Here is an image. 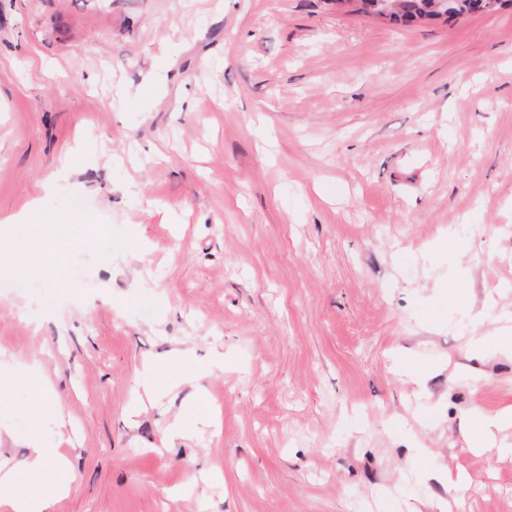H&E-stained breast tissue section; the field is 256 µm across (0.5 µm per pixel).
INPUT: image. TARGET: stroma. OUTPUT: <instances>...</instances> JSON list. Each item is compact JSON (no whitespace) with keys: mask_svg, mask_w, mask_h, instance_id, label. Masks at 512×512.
<instances>
[{"mask_svg":"<svg viewBox=\"0 0 512 512\" xmlns=\"http://www.w3.org/2000/svg\"><path fill=\"white\" fill-rule=\"evenodd\" d=\"M6 216L0 349L68 428L22 379L0 426L70 457L53 512H430L416 438L467 476L452 512H512V456L459 434L512 406V363L458 372L468 309L512 319V5L0 0ZM176 348L229 368L169 389ZM397 2V13L393 16L392 21L409 23L416 17L431 15L433 13L431 7L435 0H394ZM19 376H24L31 385L41 411L57 413L58 407L52 397L51 388L44 379L41 366L38 363L23 364L19 367L6 364L4 368H0V383L11 382Z\"/></svg>","mask_w":512,"mask_h":512,"instance_id":"1","label":"stroma"}]
</instances>
